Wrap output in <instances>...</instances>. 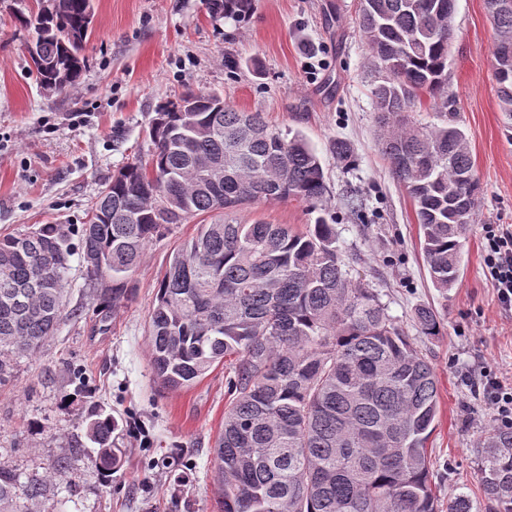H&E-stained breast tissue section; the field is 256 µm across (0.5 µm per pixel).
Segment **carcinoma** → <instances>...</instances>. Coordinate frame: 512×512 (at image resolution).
Segmentation results:
<instances>
[{"mask_svg": "<svg viewBox=\"0 0 512 512\" xmlns=\"http://www.w3.org/2000/svg\"><path fill=\"white\" fill-rule=\"evenodd\" d=\"M93 0H36L20 27L53 61L31 59L44 89L75 85L92 22ZM449 0H360L359 28L374 77L372 100L381 152L411 200L435 288L459 280L464 240L478 206L479 179L457 114L419 126L408 109L428 99L448 107ZM502 111L512 115V0H488ZM199 111L173 103L152 119L148 161L122 166L99 190L80 248L89 278L107 285L112 306L128 301L130 276L146 247L174 224L214 211L168 258L149 312L155 378L187 387L214 365L229 369L230 401L212 450L217 512H442L432 487L428 442L439 413L431 362L414 347L375 289L345 268L335 225L325 216L297 231L236 213L255 201L293 199L316 209L327 193L322 164L300 133L239 112L212 94H194ZM219 166L221 180L195 174ZM68 234L58 224L0 236V386L18 360L42 352L65 312ZM415 319L433 335L431 307ZM85 436L92 464L106 476L121 457L118 422L90 405ZM482 505L465 492L448 512H512V427H491L478 456ZM79 472L63 456L52 475L23 476L0 465V512H53L62 482Z\"/></svg>", "mask_w": 512, "mask_h": 512, "instance_id": "1", "label": "carcinoma"}]
</instances>
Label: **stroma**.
<instances>
[{
	"label": "stroma",
	"mask_w": 512,
	"mask_h": 512,
	"mask_svg": "<svg viewBox=\"0 0 512 512\" xmlns=\"http://www.w3.org/2000/svg\"><path fill=\"white\" fill-rule=\"evenodd\" d=\"M86 69L63 92L40 88L27 67L28 34L0 5V235L59 224L78 239L102 185L148 158L144 129L185 94L217 93L226 105L260 112L298 130L317 152L349 269L382 295L389 314L432 363L440 418L430 438L440 500L481 498L477 458L496 425L478 384L493 370L512 381V317L500 312L483 262L481 227L512 225V117L501 112L493 77L494 31L485 0H456L448 57L449 111L459 113L481 185L464 248V271L448 293L434 288L404 188L378 145L359 0H254L244 17L211 0H93ZM352 146L342 160L335 140ZM316 211L292 199L244 206L238 220L302 228ZM197 223L153 241L132 274L131 298L113 306L90 281L80 253L69 258L70 310L41 356L21 359L0 388V464L44 475L83 436L81 406L65 407L82 375L95 404L111 413L122 458L102 477L93 444L77 453L80 478L60 485L57 512H216L212 449L224 420L227 373L213 367L188 388H163L151 370L148 313L173 249ZM437 310L438 335L414 312Z\"/></svg>",
	"instance_id": "obj_1"
}]
</instances>
